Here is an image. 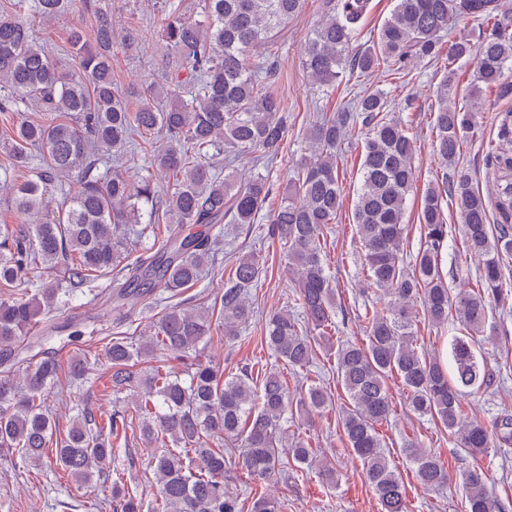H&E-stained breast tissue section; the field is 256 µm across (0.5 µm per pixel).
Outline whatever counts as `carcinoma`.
I'll list each match as a JSON object with an SVG mask.
<instances>
[{"instance_id": "1", "label": "carcinoma", "mask_w": 512, "mask_h": 512, "mask_svg": "<svg viewBox=\"0 0 512 512\" xmlns=\"http://www.w3.org/2000/svg\"><path fill=\"white\" fill-rule=\"evenodd\" d=\"M203 19L190 20L168 4L160 36L169 60L152 81L134 92L135 101L112 76V16L96 11L92 37L70 33V52L79 70L69 73L53 62L33 38L26 0L0 7V112L25 103L38 116L0 134V152L13 171L0 178L7 207L25 217L0 224V288L12 297L0 301V448H8L24 467L53 461L79 484L116 471L110 502L120 512H142V494L119 475L115 440L128 419L138 420L157 487L153 512H243L245 503L224 484L227 463L257 482L288 473L317 470L326 483L336 469L320 459L311 440L289 434L288 416L314 422L332 407L314 373L317 357L308 332L327 341L345 403L338 410L342 440L360 461L380 512H409L407 487L384 450L379 427L393 413L388 380L397 376L407 405L420 417L440 422L457 447L476 456L512 444V414L489 420L469 416L463 401L469 390L487 388L494 374L475 349L493 306L512 298L503 269L512 254V111L501 118L495 154L494 191L501 224L490 235L486 200L471 179L458 175L431 185L420 211L424 242L404 258V215L415 186L411 158L415 148L408 128L387 110V96L374 90L342 112L323 113L306 131L311 158L300 168L279 207L270 211L269 238L277 243L296 274L293 307L266 320L267 346L275 362L300 374L297 393L288 392L281 373L263 369L261 386L253 374H224L199 359L200 345L216 330L238 338L255 307L249 290L257 287L260 256L243 255L231 267L226 287L212 299L189 307L174 302L199 283L203 270L223 251L221 234L193 230L208 224L257 223L272 188L266 175L246 179L212 166L217 155L252 166L273 163L286 149L288 113L265 90L275 76L271 48L298 14L304 0H204ZM369 0H338L311 32L303 47L313 82L328 85L381 71L409 74L436 60L442 37L460 13L493 22L490 33L474 42L463 35L448 46L446 79L437 91L433 153L443 168L457 166L471 130L472 111L451 99L456 72L451 65L477 59L475 81L504 97L503 81L512 66V0H396L372 47L352 51L358 24ZM64 0H34V13L50 21ZM367 126L361 185L354 217L364 248L363 267L380 291L378 305L357 315L366 339H341L336 321V289L326 265L324 231L342 208L336 146L358 121ZM150 148L154 174L130 180L123 164ZM42 156L32 168V152ZM172 180L159 195L156 178ZM459 208L469 256L481 260L475 289L452 292L441 268L448 240L444 198ZM58 200L66 218L46 213ZM165 225L167 235L158 238ZM153 238L143 251L129 240ZM46 269L50 279L35 275ZM107 279L94 300L142 315L134 337L125 332L104 349L110 362L113 395L127 397L126 408L100 420L85 412L67 434L57 436V419L45 394L65 374L83 381L93 369L88 352L63 360L44 350L56 333L54 310L77 293ZM421 301L432 325L456 326L449 341L448 365L439 351L417 347L413 304ZM180 360L184 374L161 364ZM223 447H213L214 440ZM403 454L431 492L448 489L450 475L440 457L417 440ZM494 478L480 465L464 470L460 485L465 512H505L490 489ZM267 495L253 499L250 512H281Z\"/></svg>"}]
</instances>
